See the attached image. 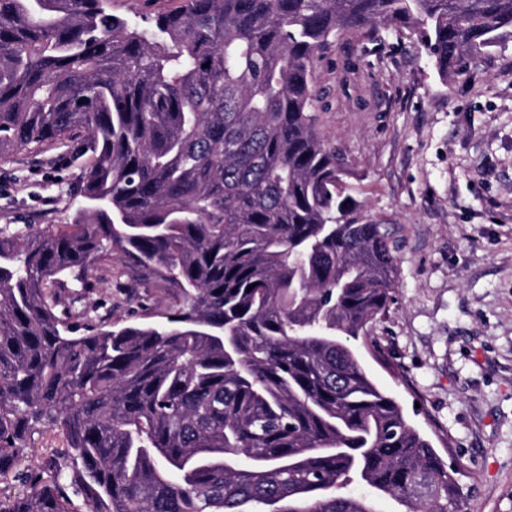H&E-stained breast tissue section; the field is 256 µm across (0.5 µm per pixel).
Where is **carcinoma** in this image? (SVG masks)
Listing matches in <instances>:
<instances>
[{
    "mask_svg": "<svg viewBox=\"0 0 512 512\" xmlns=\"http://www.w3.org/2000/svg\"><path fill=\"white\" fill-rule=\"evenodd\" d=\"M405 27L446 78L512 36V0H0V160L78 145L66 228L0 226V475L41 427L76 466L0 512H461L454 470L350 341L396 285L387 225L316 126L336 34ZM119 248L182 300L117 330L57 312ZM113 14L127 19L130 23H144L159 13L174 9L179 0H110Z\"/></svg>",
    "mask_w": 512,
    "mask_h": 512,
    "instance_id": "obj_1",
    "label": "carcinoma"
}]
</instances>
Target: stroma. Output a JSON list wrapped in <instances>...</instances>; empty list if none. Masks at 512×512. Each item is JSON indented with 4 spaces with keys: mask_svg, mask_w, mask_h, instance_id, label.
Here are the masks:
<instances>
[{
    "mask_svg": "<svg viewBox=\"0 0 512 512\" xmlns=\"http://www.w3.org/2000/svg\"><path fill=\"white\" fill-rule=\"evenodd\" d=\"M320 132L342 153L364 220L388 225L394 303L369 332L385 352H356L372 380L453 463L464 512H512V38L443 81L416 35L382 25L338 34L314 66ZM80 164L45 145L0 160V225L70 223ZM94 319L164 321L168 285L120 252L85 276ZM65 437L27 442L0 497L24 477L70 471Z\"/></svg>",
    "mask_w": 512,
    "mask_h": 512,
    "instance_id": "obj_1",
    "label": "stroma"
}]
</instances>
